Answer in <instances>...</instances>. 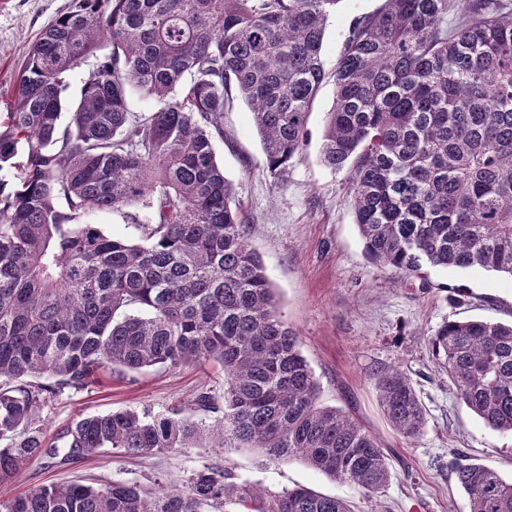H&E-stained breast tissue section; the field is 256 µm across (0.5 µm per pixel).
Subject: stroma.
<instances>
[{"label": "stroma", "mask_w": 512, "mask_h": 512, "mask_svg": "<svg viewBox=\"0 0 512 512\" xmlns=\"http://www.w3.org/2000/svg\"><path fill=\"white\" fill-rule=\"evenodd\" d=\"M73 0H0V115L14 103L17 73L41 29ZM383 0H339L328 21L322 60L333 71L353 21L376 12ZM333 83H324L308 117L309 143L283 177L267 170L248 105L234 99L224 114V137L214 150L250 226L249 244L262 257L279 306L299 334L300 348L321 386L324 404L342 408L374 436L394 461L379 501L363 498L302 460L268 463L232 448H180L152 456L100 452L74 464L34 461L22 466L6 495L78 479L97 485L135 481L183 484L205 463L228 467L239 481L278 492L297 486L351 502L354 512H469L450 464L455 455L477 459L512 479V435L485 426L457 397L432 357L427 336L446 321H512V279L482 270H429V289L403 283L372 263L354 224L347 172L320 161ZM463 288L462 302L449 291ZM396 367L411 379L427 417L415 443L390 426L372 376ZM224 395L215 367L151 368L135 376L104 375L79 392H64L36 415L46 441H55L85 415L117 410L161 413L188 406L200 392Z\"/></svg>", "instance_id": "obj_1"}]
</instances>
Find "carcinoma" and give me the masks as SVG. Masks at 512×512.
Instances as JSON below:
<instances>
[{
    "mask_svg": "<svg viewBox=\"0 0 512 512\" xmlns=\"http://www.w3.org/2000/svg\"><path fill=\"white\" fill-rule=\"evenodd\" d=\"M339 0H74L28 52L0 121V489L33 460L75 462L102 449L153 455L239 448L269 462L302 458L373 498L389 459L320 385L214 142L233 97L251 108L270 174L307 143L325 79L322 48ZM384 0L358 18L332 75L321 160L350 172L368 259L430 285L436 267L512 278V14L503 0ZM92 58L80 96L63 75ZM136 92L159 107L128 109ZM70 119L62 125V110ZM118 212L140 239L87 221ZM456 395L490 429L512 434V322L446 321L427 339ZM217 364L224 405L83 417L59 443L34 421L54 396L105 371ZM387 420L408 442L426 428L409 377L374 374ZM213 413L207 422L193 414ZM469 512H512V481L454 464ZM352 512L304 487L272 492L218 464L182 488L114 481L38 485L0 512Z\"/></svg>",
    "mask_w": 512,
    "mask_h": 512,
    "instance_id": "carcinoma-1",
    "label": "carcinoma"
}]
</instances>
